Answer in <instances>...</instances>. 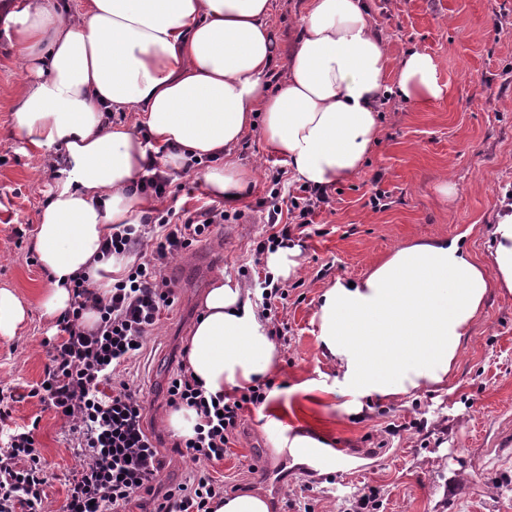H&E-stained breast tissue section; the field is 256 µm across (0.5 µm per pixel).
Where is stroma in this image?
Returning a JSON list of instances; mask_svg holds the SVG:
<instances>
[{
  "mask_svg": "<svg viewBox=\"0 0 512 512\" xmlns=\"http://www.w3.org/2000/svg\"><path fill=\"white\" fill-rule=\"evenodd\" d=\"M370 23L392 60L412 50L430 55L447 91L424 105L397 96L382 105L380 140L359 174L341 184L332 211L295 230L298 265L281 280L288 290V334L269 373L274 388L264 404L245 412L238 440L217 469L235 493L263 496L270 512H284L307 485L314 512H341L344 497L367 486L380 488V512H512V294L488 299L444 386L395 399L363 398L349 408L332 392L336 366L324 354L314 319L325 288L364 276L410 242L464 231L473 257L487 258L490 226L512 192V0H372ZM25 86L26 75L0 34V287L13 289L29 309L15 336H0V384L25 395L12 416L36 424L49 512H61L73 451L63 420L28 395L48 362L42 341L53 333L54 320L36 297L47 280L33 243L54 178L47 155L14 131V106ZM236 157L254 172L238 205L243 219L217 226L171 261L169 274L181 276L175 304L129 369L147 400L164 486L192 468L170 443L166 388L200 301L220 275L258 285L268 271L254 262L256 245L272 233L257 204L272 188L268 166L283 160L256 133ZM446 181L456 186L448 198L438 192ZM379 190L387 199L378 211L368 201ZM20 228L21 238L15 235ZM305 381L309 390H300ZM414 418L425 422L424 431L388 434L392 424ZM273 426L322 441L328 457L319 472L276 452L266 435ZM282 465L287 481L267 488L265 473Z\"/></svg>",
  "mask_w": 512,
  "mask_h": 512,
  "instance_id": "1",
  "label": "stroma"
}]
</instances>
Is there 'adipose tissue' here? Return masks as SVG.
Wrapping results in <instances>:
<instances>
[{"instance_id": "obj_1", "label": "adipose tissue", "mask_w": 512, "mask_h": 512, "mask_svg": "<svg viewBox=\"0 0 512 512\" xmlns=\"http://www.w3.org/2000/svg\"><path fill=\"white\" fill-rule=\"evenodd\" d=\"M270 11V0H84L72 23L57 0H0V32L33 76L16 102L15 130L65 159L34 240L47 315L68 308L78 273L104 271L100 284L110 286L114 268L100 260L101 243L112 225L140 223L150 209L136 185L152 166L175 172L213 160L203 174L212 193L241 197L253 173L235 150L256 131L287 159L293 181L326 188L361 171L379 141L384 97L423 104L446 92L428 54L391 62L370 24V0H306L284 55ZM130 110L134 124L104 120ZM491 236L487 266L463 236L418 240L355 283L325 289L315 317L342 397L392 399L447 381L492 291L512 293V213ZM276 358L250 290L220 275L188 339L190 372L216 394L255 385Z\"/></svg>"}]
</instances>
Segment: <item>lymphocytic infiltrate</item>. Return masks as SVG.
I'll list each match as a JSON object with an SVG mask.
<instances>
[{"label": "lymphocytic infiltrate", "mask_w": 512, "mask_h": 512, "mask_svg": "<svg viewBox=\"0 0 512 512\" xmlns=\"http://www.w3.org/2000/svg\"><path fill=\"white\" fill-rule=\"evenodd\" d=\"M184 188L175 173L144 179L138 191L153 208L142 223L113 225L100 248L120 268L110 289L99 291L83 274L73 278L71 302L44 342L49 362L28 395L66 424L75 464L65 480L64 512H130L145 495L153 499L152 512H216L225 488L213 467L236 441L244 411L263 404L274 387L268 381L238 395L211 396L179 364L166 404L194 410L197 422L192 436L174 438L172 446L195 467L183 482L158 491L163 461L146 427L147 402L124 373L174 303L171 259L231 219L215 205L178 206ZM330 205L327 191L304 186L285 202L271 201L267 222L275 231L256 255L287 247L294 229L312 224ZM89 313L98 316L91 327L85 324ZM47 483L33 429L13 422L10 409L0 406V512H45Z\"/></svg>", "instance_id": "obj_1"}]
</instances>
